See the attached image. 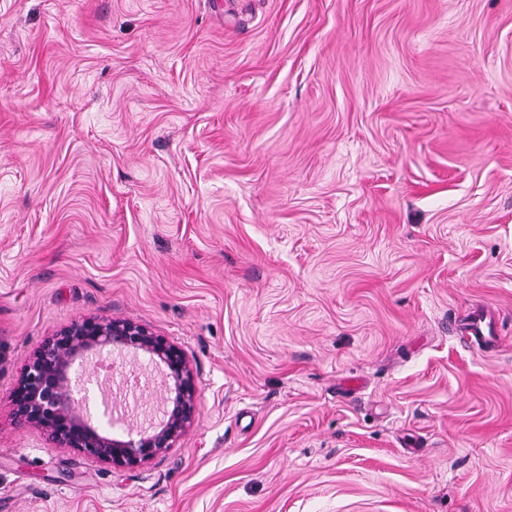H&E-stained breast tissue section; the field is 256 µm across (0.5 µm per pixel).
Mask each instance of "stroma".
<instances>
[{"label": "stroma", "instance_id": "stroma-1", "mask_svg": "<svg viewBox=\"0 0 512 512\" xmlns=\"http://www.w3.org/2000/svg\"><path fill=\"white\" fill-rule=\"evenodd\" d=\"M89 316L191 361L148 465L12 416ZM0 512H512V0H0Z\"/></svg>", "mask_w": 512, "mask_h": 512}]
</instances>
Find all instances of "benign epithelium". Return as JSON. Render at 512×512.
<instances>
[{"instance_id":"benign-epithelium-1","label":"benign epithelium","mask_w":512,"mask_h":512,"mask_svg":"<svg viewBox=\"0 0 512 512\" xmlns=\"http://www.w3.org/2000/svg\"><path fill=\"white\" fill-rule=\"evenodd\" d=\"M143 356L162 372V417L146 427L112 430V411L90 404L87 367L112 353ZM198 391L186 352L150 327L120 318L84 317L47 337L25 365L12 396V415L61 448L117 467H142L168 450L196 421Z\"/></svg>"}]
</instances>
